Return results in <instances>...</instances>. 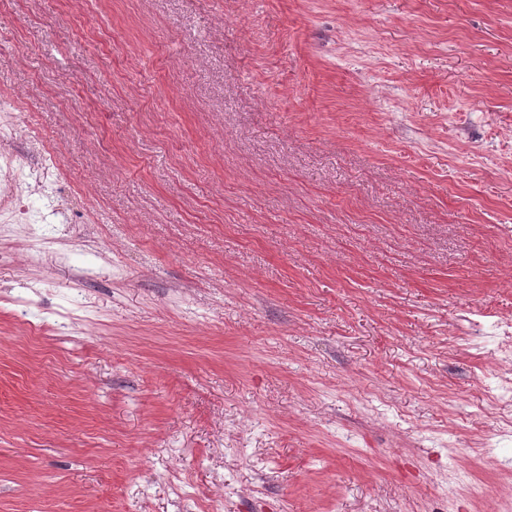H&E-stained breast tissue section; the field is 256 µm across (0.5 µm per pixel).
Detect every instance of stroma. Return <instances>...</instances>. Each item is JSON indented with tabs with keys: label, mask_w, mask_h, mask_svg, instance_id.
Instances as JSON below:
<instances>
[{
	"label": "stroma",
	"mask_w": 512,
	"mask_h": 512,
	"mask_svg": "<svg viewBox=\"0 0 512 512\" xmlns=\"http://www.w3.org/2000/svg\"><path fill=\"white\" fill-rule=\"evenodd\" d=\"M0 40L63 173L55 261L0 223V512H512V0H0Z\"/></svg>",
	"instance_id": "1"
}]
</instances>
